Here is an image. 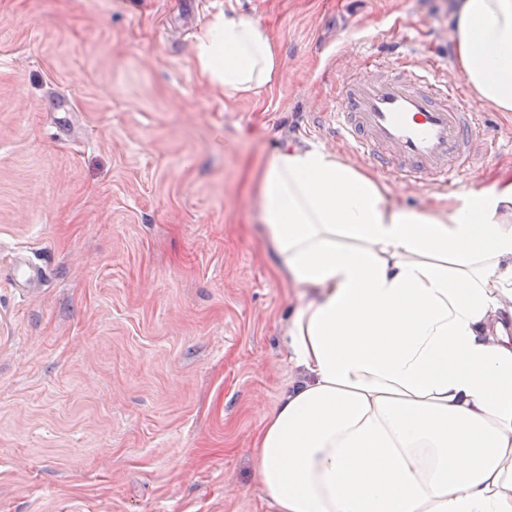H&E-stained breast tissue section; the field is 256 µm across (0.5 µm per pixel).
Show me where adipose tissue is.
<instances>
[{
	"mask_svg": "<svg viewBox=\"0 0 512 512\" xmlns=\"http://www.w3.org/2000/svg\"><path fill=\"white\" fill-rule=\"evenodd\" d=\"M455 62L512 113V0H454ZM216 91L259 93L279 58L260 23L195 36ZM258 207L299 298L297 376L254 443L273 512H512V175L408 209L338 153L281 148Z\"/></svg>",
	"mask_w": 512,
	"mask_h": 512,
	"instance_id": "obj_1",
	"label": "adipose tissue"
}]
</instances>
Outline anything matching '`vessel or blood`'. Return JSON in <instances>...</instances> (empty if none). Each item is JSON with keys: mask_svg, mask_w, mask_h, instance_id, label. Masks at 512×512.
Listing matches in <instances>:
<instances>
[{"mask_svg": "<svg viewBox=\"0 0 512 512\" xmlns=\"http://www.w3.org/2000/svg\"><path fill=\"white\" fill-rule=\"evenodd\" d=\"M481 119L461 90L432 63L365 56L343 79L340 102L323 117L356 157L408 182L438 189L469 187L487 146Z\"/></svg>", "mask_w": 512, "mask_h": 512, "instance_id": "obj_1", "label": "vessel or blood"}]
</instances>
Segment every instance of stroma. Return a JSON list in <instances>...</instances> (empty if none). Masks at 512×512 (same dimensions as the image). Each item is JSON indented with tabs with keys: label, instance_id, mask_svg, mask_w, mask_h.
I'll return each instance as SVG.
<instances>
[{
	"label": "stroma",
	"instance_id": "35a3bbf8",
	"mask_svg": "<svg viewBox=\"0 0 512 512\" xmlns=\"http://www.w3.org/2000/svg\"><path fill=\"white\" fill-rule=\"evenodd\" d=\"M451 0H0V512H271L253 456L294 378L297 298L256 187L282 147L371 164L314 124L362 54L461 82ZM238 13L280 65L260 94L199 74L198 28ZM512 169V116L481 105ZM43 268L17 288L16 256Z\"/></svg>",
	"mask_w": 512,
	"mask_h": 512
}]
</instances>
